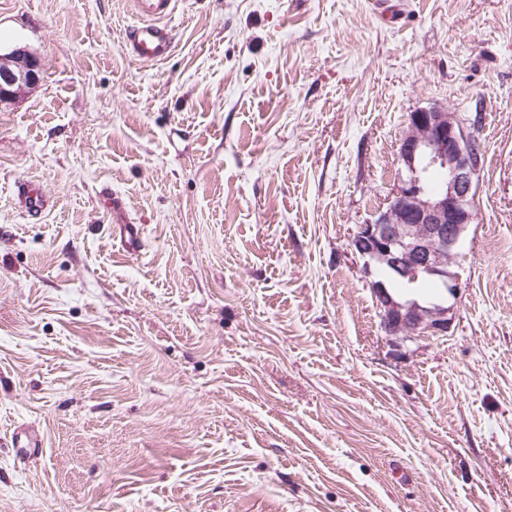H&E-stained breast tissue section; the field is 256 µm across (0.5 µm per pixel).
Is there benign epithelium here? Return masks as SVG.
<instances>
[{
  "label": "benign epithelium",
  "mask_w": 512,
  "mask_h": 512,
  "mask_svg": "<svg viewBox=\"0 0 512 512\" xmlns=\"http://www.w3.org/2000/svg\"><path fill=\"white\" fill-rule=\"evenodd\" d=\"M40 75L41 66L33 55L14 50L0 61V104L15 99L17 88L34 87ZM397 163L388 206L359 225L352 246L367 274L385 265L401 279L432 278L448 288L450 304L423 306L372 284L389 335H443L451 327L452 302L461 292L453 267L475 220L481 170L477 141L457 113L441 106L423 108L409 116Z\"/></svg>",
  "instance_id": "7a95c632"
}]
</instances>
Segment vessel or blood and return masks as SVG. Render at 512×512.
I'll return each mask as SVG.
<instances>
[{"instance_id": "vessel-or-blood-1", "label": "vessel or blood", "mask_w": 512, "mask_h": 512, "mask_svg": "<svg viewBox=\"0 0 512 512\" xmlns=\"http://www.w3.org/2000/svg\"><path fill=\"white\" fill-rule=\"evenodd\" d=\"M131 3L140 22L124 33L128 55L138 61L153 62L164 59L172 48L169 20L175 11L177 0H131ZM15 193L28 216L40 215L49 206V198L39 182L19 180L15 184ZM101 199L103 206L117 216L112 233L122 250L131 256L141 253L145 242L142 228L124 217L125 207L122 200L113 197L108 191L102 193Z\"/></svg>"}]
</instances>
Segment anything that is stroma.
I'll return each instance as SVG.
<instances>
[{"label": "stroma", "mask_w": 512, "mask_h": 512, "mask_svg": "<svg viewBox=\"0 0 512 512\" xmlns=\"http://www.w3.org/2000/svg\"><path fill=\"white\" fill-rule=\"evenodd\" d=\"M392 4L178 0L141 63L129 0H0L42 69L0 105V512H512V0ZM430 106L483 165L451 328L401 340L352 237ZM15 193L21 207L28 216H37L45 212L49 206V197L37 181L21 179L15 184ZM112 234L119 240L121 249L128 255H138L144 249V234L140 224H134L127 217H117Z\"/></svg>", "instance_id": "1"}]
</instances>
